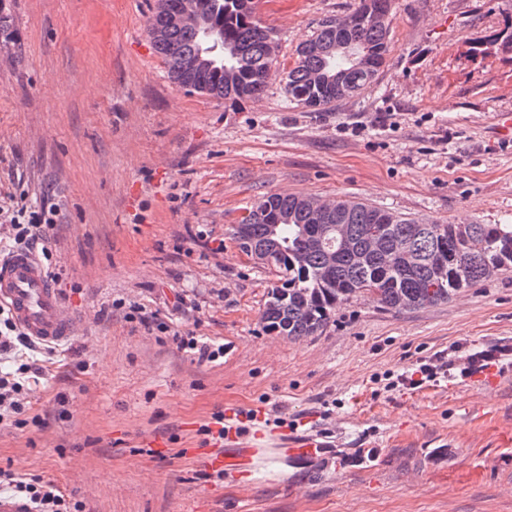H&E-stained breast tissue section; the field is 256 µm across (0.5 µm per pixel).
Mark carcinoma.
<instances>
[{"instance_id": "obj_1", "label": "carcinoma", "mask_w": 512, "mask_h": 512, "mask_svg": "<svg viewBox=\"0 0 512 512\" xmlns=\"http://www.w3.org/2000/svg\"><path fill=\"white\" fill-rule=\"evenodd\" d=\"M192 6L196 23L177 20ZM255 0H157L147 35L178 88L233 104L259 97L277 62L270 30ZM391 0H359L344 18L322 20L296 49L282 78L291 103L314 111L359 95L387 63ZM312 198L270 194L249 209L242 251L258 254L274 273L261 313L263 329L288 339L314 336L351 299L367 294L386 311H409L448 301L486 281L487 268L512 270V224H425L380 207L336 200L333 224ZM329 275H322L327 265Z\"/></svg>"}]
</instances>
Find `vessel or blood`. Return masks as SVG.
I'll list each match as a JSON object with an SVG mask.
<instances>
[{"mask_svg":"<svg viewBox=\"0 0 512 512\" xmlns=\"http://www.w3.org/2000/svg\"><path fill=\"white\" fill-rule=\"evenodd\" d=\"M0 305L8 306L18 325L45 343H61L79 333L81 319L62 302L39 261L27 253L0 261ZM225 447L213 449L209 469L219 472L245 470L259 474L267 456L285 452L305 459L322 442L314 435L297 436L288 427L264 425L248 439H240L236 424L226 429Z\"/></svg>","mask_w":512,"mask_h":512,"instance_id":"1","label":"vessel or blood"}]
</instances>
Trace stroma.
<instances>
[{
	"label": "stroma",
	"instance_id": "stroma-1",
	"mask_svg": "<svg viewBox=\"0 0 512 512\" xmlns=\"http://www.w3.org/2000/svg\"><path fill=\"white\" fill-rule=\"evenodd\" d=\"M359 0H255L278 63ZM156 0H0V199L53 191L64 304L85 319L31 395L44 429L0 426V466L57 482L86 512H512V367L387 390L457 347L512 340V272L394 313L359 296L315 336L260 316L274 277L231 229L288 187L426 223L512 224V59L468 45L512 0H392L387 64L318 112L280 81L232 106L168 78L146 32ZM140 303L224 345L198 363L126 319ZM70 416L59 419L58 396ZM272 410L327 453L245 486L186 451L216 412Z\"/></svg>",
	"mask_w": 512,
	"mask_h": 512
}]
</instances>
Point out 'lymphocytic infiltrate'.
<instances>
[{"instance_id": "f902f5d3", "label": "lymphocytic infiltrate", "mask_w": 512, "mask_h": 512, "mask_svg": "<svg viewBox=\"0 0 512 512\" xmlns=\"http://www.w3.org/2000/svg\"><path fill=\"white\" fill-rule=\"evenodd\" d=\"M57 207L51 199L30 206L17 202L0 204V254L24 251L34 255L50 280L62 279L54 257L50 232L56 225ZM130 318L138 320L145 329L171 333L180 351L201 363H215L224 356L223 345L198 338L193 332L171 331L169 325L157 321L145 308L131 305ZM55 347L32 339L15 322L10 310L0 307V361L9 362L10 370H0V425L18 429L44 427L45 421L31 411L32 386L44 372L40 358H53ZM512 360V344H497L468 349L463 361L436 353L421 360L414 372L403 373L389 382V389H416L423 383L440 378H468L489 367ZM0 489L28 500L36 512H85V505L74 496L64 493L54 482L37 475H24L12 468L0 467Z\"/></svg>"}]
</instances>
